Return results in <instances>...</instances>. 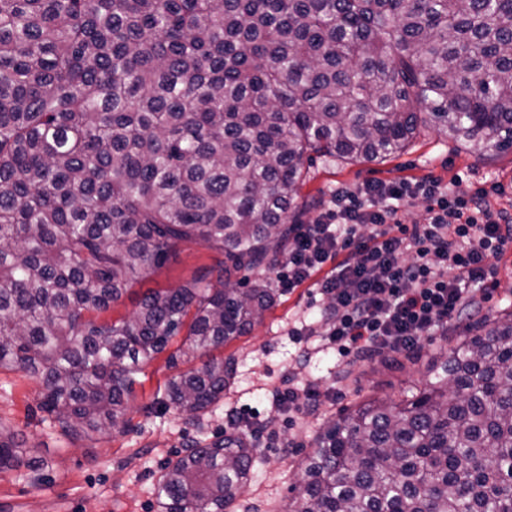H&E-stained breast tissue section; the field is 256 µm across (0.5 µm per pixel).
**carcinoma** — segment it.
Wrapping results in <instances>:
<instances>
[{
  "instance_id": "obj_1",
  "label": "carcinoma",
  "mask_w": 512,
  "mask_h": 512,
  "mask_svg": "<svg viewBox=\"0 0 512 512\" xmlns=\"http://www.w3.org/2000/svg\"><path fill=\"white\" fill-rule=\"evenodd\" d=\"M428 124L512 153V0H0V369L64 434L119 423L181 332L216 350L275 305L312 154L381 162ZM182 242L213 263L102 318ZM440 357L325 427L284 512H512V314ZM235 372L211 356L165 392L193 419ZM256 452L183 449L156 512H228ZM23 467L48 464L0 428Z\"/></svg>"
}]
</instances>
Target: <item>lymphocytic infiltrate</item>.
Masks as SVG:
<instances>
[{
	"mask_svg": "<svg viewBox=\"0 0 512 512\" xmlns=\"http://www.w3.org/2000/svg\"><path fill=\"white\" fill-rule=\"evenodd\" d=\"M503 192L437 178L337 188L323 212L297 225L275 279L285 293L315 280L320 319L308 332L338 355L412 354L436 330L478 314L475 297L512 244V213L491 204ZM417 202L422 221H402L399 211Z\"/></svg>",
	"mask_w": 512,
	"mask_h": 512,
	"instance_id": "1",
	"label": "lymphocytic infiltrate"
}]
</instances>
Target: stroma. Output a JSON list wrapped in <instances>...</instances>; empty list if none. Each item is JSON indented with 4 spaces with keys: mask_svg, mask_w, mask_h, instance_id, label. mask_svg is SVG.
<instances>
[{
    "mask_svg": "<svg viewBox=\"0 0 512 512\" xmlns=\"http://www.w3.org/2000/svg\"><path fill=\"white\" fill-rule=\"evenodd\" d=\"M429 176L460 185L501 183L498 207L512 212V153L481 159L460 143L426 129L401 155L380 164H360L328 156L307 163L300 189L307 202V219L326 206L333 190L367 180ZM207 247L185 243L170 260L135 284L112 310V318L131 315L136 295L146 289L175 288L211 264ZM316 292L305 283L277 303L245 336L221 348L236 360V377L221 402L194 420L165 401L167 380L201 366L207 356L184 357V336H177L165 353L145 366L123 422L92 436L65 435L38 408L40 384L19 370H0V426L23 438L33 456L44 459L43 471H0V512H155L153 487L164 464L187 444L223 438L231 428L229 410L245 418L259 417L265 426L255 438L258 448L253 476L241 499L249 512H276L288 501L301 458L315 450V438L329 420L354 401L385 396L402 399L411 386L426 380L440 349L454 345L455 332L441 330L423 341L417 358L402 367L390 360L342 357L322 345L319 337H296L295 328L317 312ZM483 314L496 316L512 307V249L496 262L494 284L485 293ZM176 364H169V355ZM315 385L319 408L312 414L278 411L274 388Z\"/></svg>",
    "mask_w": 512,
    "mask_h": 512,
    "instance_id": "obj_1",
    "label": "stroma"
}]
</instances>
